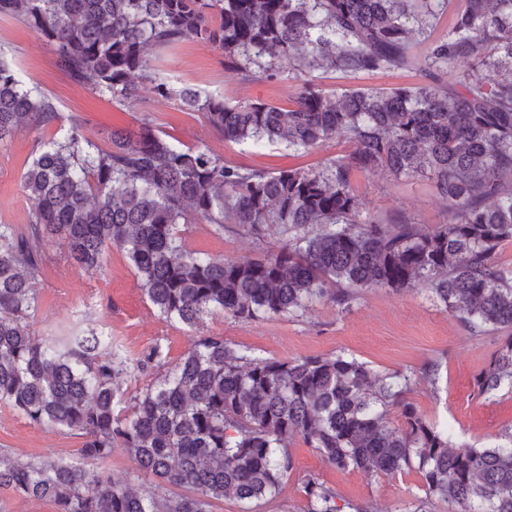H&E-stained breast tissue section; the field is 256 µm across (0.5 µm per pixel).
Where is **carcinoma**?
Instances as JSON below:
<instances>
[{
    "label": "carcinoma",
    "mask_w": 512,
    "mask_h": 512,
    "mask_svg": "<svg viewBox=\"0 0 512 512\" xmlns=\"http://www.w3.org/2000/svg\"><path fill=\"white\" fill-rule=\"evenodd\" d=\"M441 1L0 0V17L52 45L75 86L114 103L136 100L140 78L155 99L202 113L229 142L297 152L340 137L355 145L319 169L277 172L179 148L148 123L133 137L114 129L102 146L74 123L42 145L21 177L29 228L0 224V403L84 442L79 463L0 454V488L49 499L56 512H210L227 494L243 503L276 497L300 438L338 471L415 469L425 498L448 512H512V428L493 448L453 447L448 428L408 401L405 373L377 374L341 354L255 358L211 336L168 367L157 347L133 364L89 324L63 336L29 327L45 241L58 237L88 273L101 270L108 246L124 249L150 303L189 327L218 311L252 321L319 301L346 309L361 288L423 283L471 332H509L473 389L483 397L512 387V268L497 261L512 241V0H464L448 38L416 57L407 19L434 15ZM190 40L247 83L287 69L308 78L287 109L230 104L150 65L149 50ZM463 60L474 68L460 91L441 77ZM404 68L432 82L338 97L309 78ZM58 119L53 100L32 94L0 59V142ZM379 169L395 181L429 179L448 202L445 221L423 231L402 215L360 219L354 176ZM196 222L258 238L273 229L280 245L258 258L214 259L175 232ZM150 365L166 371L130 413L115 414L122 378ZM393 409L402 424L390 420ZM118 444L137 464L122 485L94 468ZM305 496L306 512H338L316 476Z\"/></svg>",
    "instance_id": "cac0c4a2"
}]
</instances>
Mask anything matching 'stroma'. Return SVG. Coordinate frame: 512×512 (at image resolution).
Segmentation results:
<instances>
[{
	"instance_id": "1",
	"label": "stroma",
	"mask_w": 512,
	"mask_h": 512,
	"mask_svg": "<svg viewBox=\"0 0 512 512\" xmlns=\"http://www.w3.org/2000/svg\"><path fill=\"white\" fill-rule=\"evenodd\" d=\"M463 6V0H450L426 26L420 16L409 17L407 23L416 32L414 53L423 54L429 42L446 39ZM0 57L26 86L50 97L60 116L58 122L44 129L19 128L0 143V224L22 230L29 225L33 204L22 189L21 175L40 146L62 136L75 120L83 135L95 143L100 142L103 131L117 128L135 133L147 122L171 136L176 146L205 147L226 162L270 172L289 167L317 169L325 159L353 149L344 139L304 153L281 146L227 142L202 113L174 102L157 103L146 83L138 101L130 105L77 90L40 36L8 17L0 18ZM152 64L177 84L223 96L233 104L262 100L286 107L302 86L300 79L288 73L270 82H242L233 70L225 68L218 52L195 42L153 56ZM313 79L322 89L339 96L352 90L415 87L426 81L416 70L354 76L317 71ZM354 189L365 216L387 219L400 212L429 229L446 219V202L424 177L395 182L380 171L360 173L354 179ZM178 234L187 249L228 260L251 258L279 244L274 233L259 241L232 226L219 235L212 225L204 223L179 225ZM37 296L38 310L31 329L38 334L87 317L111 337L113 350L136 360L157 345L171 364L179 361L198 336L221 337L230 347L250 356L280 361L341 354L380 374L413 375L409 401L428 421L447 426L455 445L490 448L498 444L502 431L512 427V388L502 387L488 398L474 395L472 388L474 375L498 349L501 335H472L437 305L422 285L401 291L364 288L346 309L322 302L296 315L259 321L242 322L214 313L190 328L159 315L139 288L133 267L119 247L109 246L101 271L91 274L73 263L62 239L54 238L45 248ZM434 360L440 361L441 369L432 381L423 378L422 371ZM81 444L79 436L33 424L0 403V453L26 459L52 455L76 461ZM291 451L294 468L281 492L274 499L257 503L252 512H304V485L312 475L335 491L339 512H352L356 506L366 512H415L421 503L427 512H448L446 503L425 501L417 473L375 477L358 470L340 472L300 440L294 442Z\"/></svg>"
}]
</instances>
